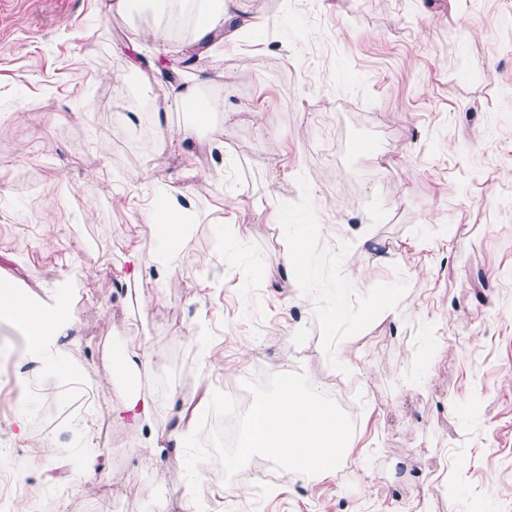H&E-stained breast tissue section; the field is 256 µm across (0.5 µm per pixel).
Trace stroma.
<instances>
[{
	"instance_id": "obj_1",
	"label": "stroma",
	"mask_w": 512,
	"mask_h": 512,
	"mask_svg": "<svg viewBox=\"0 0 512 512\" xmlns=\"http://www.w3.org/2000/svg\"><path fill=\"white\" fill-rule=\"evenodd\" d=\"M237 8L208 48L158 42L151 9L104 0L0 11V282L70 318L19 361L98 410L83 432L23 442L9 422L0 439L44 445L29 477L49 512L104 488L110 512H152L191 495L175 419L200 420L217 391L252 405L245 379L301 370L354 423L347 463L324 481L274 473L261 496L271 464L256 456L230 481L238 499L204 462L203 512H512V0ZM193 47L188 75L213 76L202 95L219 110L188 145L166 64ZM166 192L184 216L167 274L143 215ZM285 224L311 257L289 276ZM134 253L138 299H113ZM139 349L164 365L138 388L166 394L137 431L106 358Z\"/></svg>"
}]
</instances>
